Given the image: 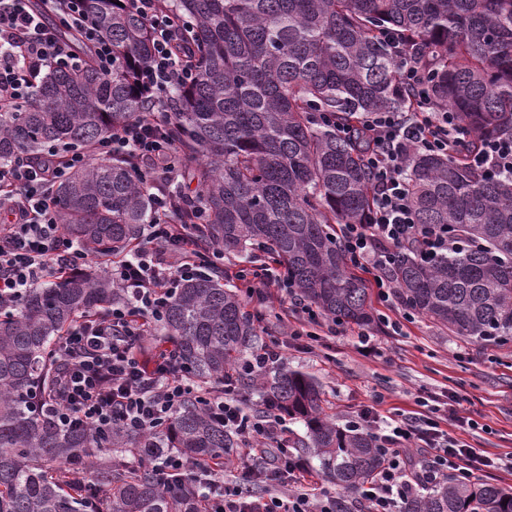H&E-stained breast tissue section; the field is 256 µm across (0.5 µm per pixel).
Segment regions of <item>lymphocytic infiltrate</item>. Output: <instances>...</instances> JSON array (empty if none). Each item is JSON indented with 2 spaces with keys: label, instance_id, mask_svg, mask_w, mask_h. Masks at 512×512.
I'll list each match as a JSON object with an SVG mask.
<instances>
[{
  "label": "lymphocytic infiltrate",
  "instance_id": "f902f5d3",
  "mask_svg": "<svg viewBox=\"0 0 512 512\" xmlns=\"http://www.w3.org/2000/svg\"><path fill=\"white\" fill-rule=\"evenodd\" d=\"M149 25L151 55L139 74L153 94L150 111L98 140L87 153L51 149L36 161L0 164V302H19L29 288L81 265L87 255L65 236L55 217L52 190L73 168L115 156L133 157L167 176V183L146 181L157 219L146 225L145 241L125 259L110 262L107 273L120 297L103 312H91L67 330L59 345L58 384L41 407L62 429L89 427L130 433L152 429L169 417L194 384L172 353L140 355L154 322L186 277L208 265L198 234V218L183 213L174 164L176 145L164 133V92L194 81L177 36L182 26L165 0H130ZM384 39L404 58L403 79L420 98L399 112H370L354 133L367 154L376 193L367 223L342 224L338 237L356 270L373 274L382 301L393 284L384 273L390 254L408 249L419 255L448 252L446 236L429 235L415 224L404 170L413 153L460 156L497 176H512V139L484 140L468 146L452 111L431 110L421 95L427 73L406 58L399 34ZM89 50L99 68L112 69V48L86 15L83 0H0V112L24 101L46 69L78 66ZM206 406L224 422L238 449L223 459L195 463L168 456L154 465L161 485L190 473L204 497V512H338L336 497L315 487L308 465L288 448L286 421L278 415L254 418L230 385L202 390ZM350 426L367 432L384 455V466L363 489L358 512H404L424 486L447 475L474 478L498 470L501 456L483 452L451 435V428H474L457 410L428 416L395 412L383 417L375 408L357 413ZM266 494H256V485Z\"/></svg>",
  "mask_w": 512,
  "mask_h": 512
}]
</instances>
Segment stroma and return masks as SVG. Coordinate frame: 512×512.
<instances>
[{"mask_svg": "<svg viewBox=\"0 0 512 512\" xmlns=\"http://www.w3.org/2000/svg\"><path fill=\"white\" fill-rule=\"evenodd\" d=\"M376 321L366 329L338 326L336 334L321 335L313 352L288 336V328H306L310 322L287 292L270 289L263 303L246 309L258 316L261 339L279 345L280 365L307 372L322 384L329 413L337 426L346 427L359 409L376 405L380 415L391 409L417 410L419 402L460 410L478 422L466 434L473 446L492 454L512 452V346L492 348L448 335L423 317L405 324L393 335L389 324L401 319L397 300L380 301L369 292ZM374 339L381 351L376 359L357 351L359 333ZM382 404H374L375 395Z\"/></svg>", "mask_w": 512, "mask_h": 512, "instance_id": "obj_1", "label": "stroma"}]
</instances>
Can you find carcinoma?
<instances>
[{
    "instance_id": "cac0c4a2",
    "label": "carcinoma",
    "mask_w": 512,
    "mask_h": 512,
    "mask_svg": "<svg viewBox=\"0 0 512 512\" xmlns=\"http://www.w3.org/2000/svg\"><path fill=\"white\" fill-rule=\"evenodd\" d=\"M192 23L186 32L196 80L166 94L177 164L199 197L201 236L228 253L265 258L334 322L372 321L367 288L351 270L338 224H365L374 199L358 143L313 117L312 106L357 125L364 112L402 109L404 61L383 39L399 32L411 57L432 71L430 98L455 112L473 143L512 139V0H168ZM112 44V72L91 55L78 69L37 81L27 101L0 112V163L36 159L51 147L84 151L151 102L139 69L151 54L145 19L125 0H84ZM138 164L117 158L75 169L53 193L64 233L99 260L123 257L155 221ZM415 223L457 247L426 261L394 253L388 274L399 303L464 339L512 342V177L492 176L460 157L415 153L407 168ZM118 298L101 266L57 276L13 307L0 303V512H199L192 482L166 488L151 467L178 453L188 461L224 456L234 441L224 422L191 398L150 431L116 426L61 430L40 410L55 389L50 351L85 312ZM157 335L198 384L231 378L240 391L302 420L301 448L337 487L367 483L383 455L363 431L342 430L312 376L241 370L258 340L236 291L205 270L166 306ZM138 458L127 466L120 456ZM405 512H512V489L450 475Z\"/></svg>"
}]
</instances>
